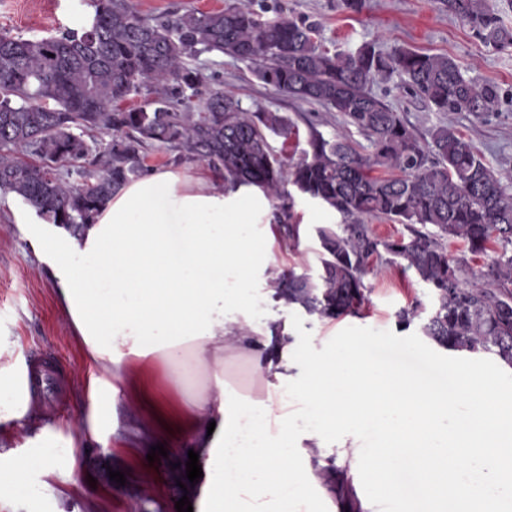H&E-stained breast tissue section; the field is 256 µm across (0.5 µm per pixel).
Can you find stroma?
<instances>
[{
    "label": "stroma",
    "mask_w": 512,
    "mask_h": 512,
    "mask_svg": "<svg viewBox=\"0 0 512 512\" xmlns=\"http://www.w3.org/2000/svg\"><path fill=\"white\" fill-rule=\"evenodd\" d=\"M266 2L317 22L320 40L330 50L373 42L385 50L405 47L445 54L467 75L496 82L512 93V48L486 47L469 25L449 17L438 0H365L358 13L342 9L339 0ZM90 12L87 0H0V34L41 38L79 25ZM197 65L205 77L201 94L221 89L248 106L285 113L297 126L300 139H307L313 128L328 138L343 128L335 113L275 93L228 56L205 53ZM371 90L420 132L440 122L439 114L394 83L375 84ZM455 124L494 171H512L511 103L495 112L458 114ZM294 216L300 228L298 240L274 232L267 256L296 272L315 273L320 256L317 231L336 226L341 218L300 196L295 199ZM39 224L36 213L14 194H0V337L9 343L11 361L23 367L51 357V364L39 368V383L31 387L30 395L36 423L53 427L52 438L41 441L27 429L0 428V468L25 455L39 453L46 459L26 475L34 489L27 499H16L12 486L0 483V512H176L175 503L183 496L179 483L186 478L178 467L181 449L170 446L167 456L151 463L132 448L131 431L138 420L131 403L132 385L148 381L178 401L201 391L206 376L197 374L177 387L163 365L144 368L131 363L125 377L107 387V374L87 356L35 245ZM366 283L369 292L361 314L332 321L307 315L304 329L315 338L336 335L349 326L403 336L407 330L399 325L397 312L418 302L427 308L432 305L428 290L412 271L387 266ZM113 470L124 473L125 483L110 479Z\"/></svg>",
    "instance_id": "35a3bbf8"
}]
</instances>
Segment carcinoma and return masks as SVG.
Returning a JSON list of instances; mask_svg holds the SVG:
<instances>
[{
	"mask_svg": "<svg viewBox=\"0 0 512 512\" xmlns=\"http://www.w3.org/2000/svg\"><path fill=\"white\" fill-rule=\"evenodd\" d=\"M487 46L512 48V29L489 0H441ZM77 28L47 37L0 34V190L50 224H90L121 185L148 170L150 150L166 163L201 164L224 188L254 186L282 204L276 223L296 240L294 198L337 213L318 230L314 275L288 272L276 298L320 318L358 315L364 279L382 265L411 270L433 304L423 318L403 308L398 323L448 351L488 354L512 366V174L490 169L454 123L463 112H493L501 87L467 75L445 54L365 42L330 51L314 22L262 0H229L224 9L139 14L131 0H91ZM249 66L276 93L336 112L345 131L310 130L297 160L271 139L296 133L281 112L250 109L222 90L198 99L203 53ZM396 81L448 121L423 137L403 113L371 93ZM144 96L145 104L124 103ZM365 143L353 139L352 132ZM367 218L404 226L380 237ZM463 247L454 256L448 244ZM486 256L484 269L470 266Z\"/></svg>",
	"mask_w": 512,
	"mask_h": 512,
	"instance_id": "carcinoma-1",
	"label": "carcinoma"
}]
</instances>
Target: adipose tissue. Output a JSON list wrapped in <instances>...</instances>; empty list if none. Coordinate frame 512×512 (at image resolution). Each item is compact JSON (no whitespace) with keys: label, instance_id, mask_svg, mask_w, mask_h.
Wrapping results in <instances>:
<instances>
[{"label":"adipose tissue","instance_id":"obj_1","mask_svg":"<svg viewBox=\"0 0 512 512\" xmlns=\"http://www.w3.org/2000/svg\"><path fill=\"white\" fill-rule=\"evenodd\" d=\"M267 207L268 198L251 186L225 191L206 171L186 174L154 169L122 187L93 223L78 231L50 224L39 248L53 269L58 293L78 336L95 363L120 376L128 358L162 361L174 379L203 372V397L185 409L170 407L148 386L136 395L140 423L133 432L141 450L176 443L208 465L215 441L209 423H223L222 383H234L232 369L245 361L250 380L243 393L265 402L274 415L289 410L279 375L290 346L287 324L251 321L250 297L229 287L227 276L259 268L268 292H275L282 268L265 258L267 238L246 232L243 201ZM88 255L93 263L74 266L70 258ZM30 396L25 374L0 365V425L26 427ZM318 438L307 445L318 462L312 474L344 512H370L354 497L356 446L339 447L335 462L323 461Z\"/></svg>","mask_w":512,"mask_h":512}]
</instances>
